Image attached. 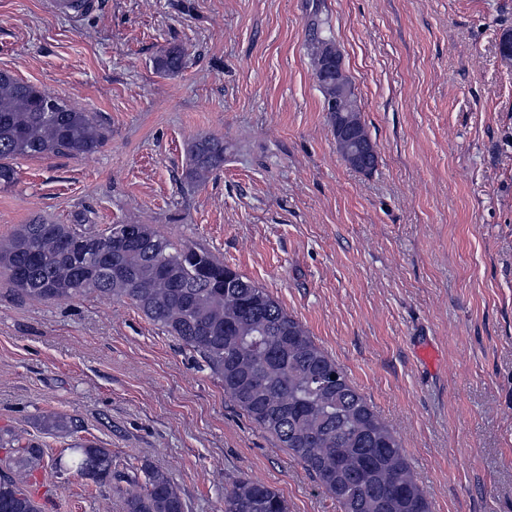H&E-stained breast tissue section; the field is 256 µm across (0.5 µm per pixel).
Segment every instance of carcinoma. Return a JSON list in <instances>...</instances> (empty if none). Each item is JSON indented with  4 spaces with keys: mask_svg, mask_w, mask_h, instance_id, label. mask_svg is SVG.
Wrapping results in <instances>:
<instances>
[{
    "mask_svg": "<svg viewBox=\"0 0 512 512\" xmlns=\"http://www.w3.org/2000/svg\"><path fill=\"white\" fill-rule=\"evenodd\" d=\"M179 45L161 51L158 71L186 63ZM40 88L0 71V184L15 181L7 161L97 152L108 130L90 112L62 104L44 112ZM184 179L198 183L224 166V139L205 136L189 146ZM0 269L20 298L41 302L98 293L127 300L177 337L217 375L239 409L273 436L336 501L340 512H430L396 434L379 418L345 371L305 327L265 289L211 252L179 246L151 224H110L103 231L34 219L0 240ZM46 432L68 435L76 419L52 412ZM0 512H41L29 479L42 468L43 448L12 429L0 430ZM71 467L108 484L123 512H185L169 474L145 460L129 471L113 467L112 451L71 447ZM224 512H288L278 490L252 478L224 492Z\"/></svg>",
    "mask_w": 512,
    "mask_h": 512,
    "instance_id": "1",
    "label": "carcinoma"
}]
</instances>
